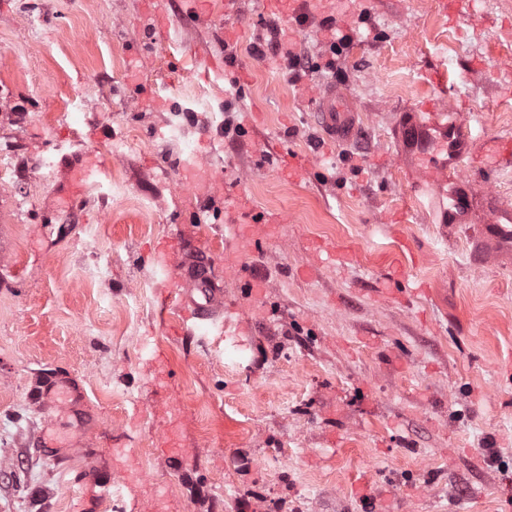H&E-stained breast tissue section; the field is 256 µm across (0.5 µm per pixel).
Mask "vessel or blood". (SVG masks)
<instances>
[{
  "instance_id": "obj_1",
  "label": "vessel or blood",
  "mask_w": 512,
  "mask_h": 512,
  "mask_svg": "<svg viewBox=\"0 0 512 512\" xmlns=\"http://www.w3.org/2000/svg\"><path fill=\"white\" fill-rule=\"evenodd\" d=\"M354 101L335 84L315 94L314 117L323 141L350 144L360 134ZM474 135L446 100L437 98L401 115L396 126V161L421 174L420 186L440 226L475 224L477 249L492 247L512 255V204L491 192L477 191L472 170L493 172L502 153L501 139L489 140V151L476 155ZM177 302L185 318L199 326L214 322L224 311V291L211 278L208 264L192 261L179 274Z\"/></svg>"
}]
</instances>
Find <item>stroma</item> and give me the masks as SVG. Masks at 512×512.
Here are the masks:
<instances>
[{
  "instance_id": "obj_1",
  "label": "stroma",
  "mask_w": 512,
  "mask_h": 512,
  "mask_svg": "<svg viewBox=\"0 0 512 512\" xmlns=\"http://www.w3.org/2000/svg\"><path fill=\"white\" fill-rule=\"evenodd\" d=\"M329 82L361 135L326 155ZM439 94L512 131V0H0V512H105L122 475L121 512H512V261L389 163ZM271 139L314 171L265 169ZM177 233L226 326L176 334L148 249Z\"/></svg>"
}]
</instances>
